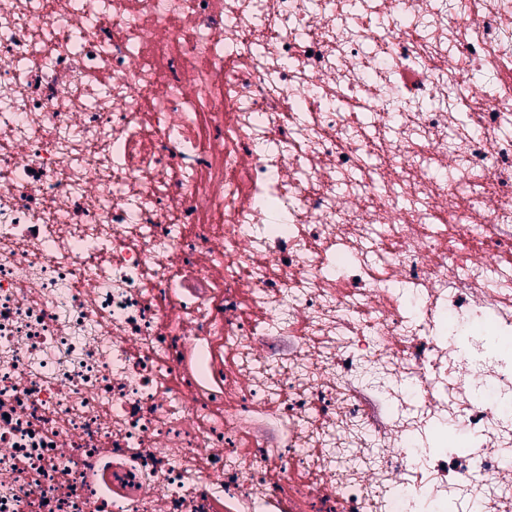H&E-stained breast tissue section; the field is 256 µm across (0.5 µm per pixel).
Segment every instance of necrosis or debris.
Returning a JSON list of instances; mask_svg holds the SVG:
<instances>
[{
  "instance_id": "4bbe7bcc",
  "label": "necrosis or debris",
  "mask_w": 512,
  "mask_h": 512,
  "mask_svg": "<svg viewBox=\"0 0 512 512\" xmlns=\"http://www.w3.org/2000/svg\"><path fill=\"white\" fill-rule=\"evenodd\" d=\"M510 61L512 0H0V512H512Z\"/></svg>"
}]
</instances>
